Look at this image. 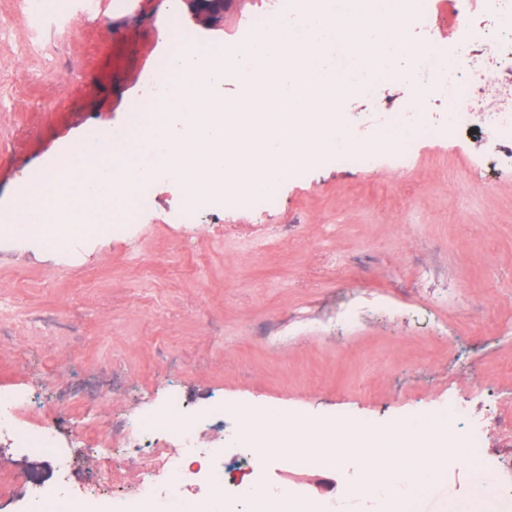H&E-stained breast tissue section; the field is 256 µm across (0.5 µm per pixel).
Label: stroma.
<instances>
[{"label": "stroma", "instance_id": "obj_1", "mask_svg": "<svg viewBox=\"0 0 512 512\" xmlns=\"http://www.w3.org/2000/svg\"><path fill=\"white\" fill-rule=\"evenodd\" d=\"M272 0H233L221 26L195 28L213 44L236 40L248 17ZM164 0H103L97 14L73 11L36 38L24 0H0V208L16 206L32 173L52 166L90 136L127 124L144 99L142 78L168 52ZM456 0H426L415 42L434 37L468 55L450 14ZM427 58L372 94L345 99L355 136L384 131L400 112L412 136L405 167L377 157L336 167L330 158L290 175L275 208L188 206L158 182L137 241L97 237L64 260L43 246H0V389L25 391L34 409L64 411L73 428L93 426L90 407L113 415L177 390L192 406L236 401L281 406L318 419L361 415L383 423L463 405L454 430L481 423V463L494 472L512 512V150L493 152L482 123L431 141L422 125L446 126V100L422 85ZM70 364L48 378L45 356ZM39 452L0 453V482L19 512L48 474ZM235 477L267 492L284 489L319 512L347 505L339 470L302 468L274 457ZM471 465L453 457L443 483L416 512H440L469 493Z\"/></svg>", "mask_w": 512, "mask_h": 512}]
</instances>
